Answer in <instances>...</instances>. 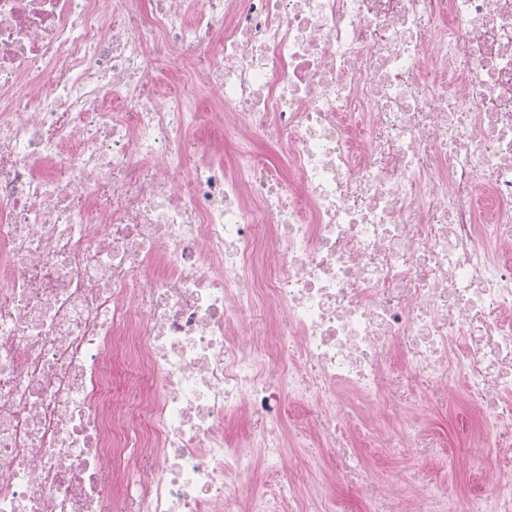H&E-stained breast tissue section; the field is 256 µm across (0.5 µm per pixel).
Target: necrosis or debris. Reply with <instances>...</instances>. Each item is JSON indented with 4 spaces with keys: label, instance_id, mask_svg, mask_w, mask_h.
<instances>
[{
    "label": "necrosis or debris",
    "instance_id": "1",
    "mask_svg": "<svg viewBox=\"0 0 512 512\" xmlns=\"http://www.w3.org/2000/svg\"><path fill=\"white\" fill-rule=\"evenodd\" d=\"M304 440L512 512V0H0V512H332L254 488ZM465 407L460 404L448 410L447 413L429 410L424 414V421L437 437L447 443H452L458 428L466 421ZM361 453L367 462L372 464L378 474H392L395 472H404L409 461L406 456L399 453H393L387 448L365 447ZM431 475L441 482H447L450 486L462 493L470 486L472 481L476 478L473 469H470L469 464L465 463L458 458L454 468L447 467L440 469L432 466L430 470Z\"/></svg>",
    "mask_w": 512,
    "mask_h": 512
}]
</instances>
